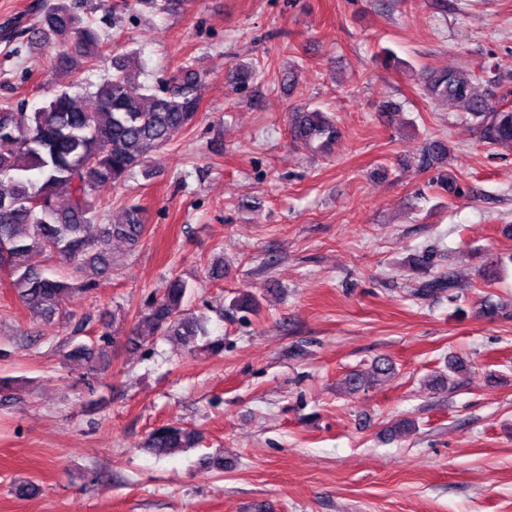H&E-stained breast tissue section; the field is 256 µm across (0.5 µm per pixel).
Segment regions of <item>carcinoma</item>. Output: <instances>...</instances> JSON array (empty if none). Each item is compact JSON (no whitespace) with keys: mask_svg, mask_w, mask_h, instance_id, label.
I'll return each instance as SVG.
<instances>
[{"mask_svg":"<svg viewBox=\"0 0 512 512\" xmlns=\"http://www.w3.org/2000/svg\"><path fill=\"white\" fill-rule=\"evenodd\" d=\"M82 0H55L40 6L32 22L4 32L3 38L16 43V51L40 48L56 42L70 48L57 55L52 70L79 74L92 69L102 57V41L80 14ZM132 53L112 59V72L91 84L88 94L95 100L86 109L64 86L53 84L44 102L26 110L0 107V268L7 270L10 288L18 300L44 319L53 318L64 301L76 291L100 285L112 272L107 253L114 237L134 245L144 229L140 207L129 205L98 223L97 193L115 187L139 172L149 176L144 153L149 146L163 148L190 126L200 108L198 95L202 80L194 65L186 63L161 84L139 83L131 66ZM255 69L234 64L225 74L228 82L244 87ZM422 93L433 101L458 103L493 146H512V107H504L491 95L475 91L476 76L446 68H428L418 74ZM289 127L294 141L327 150L339 136L334 120L307 104L289 108ZM449 147L443 139H432L417 159L422 171L436 170L429 186L458 197L464 192L459 179L443 170ZM66 195V206L58 205ZM55 260L67 268L57 272L49 266ZM453 276H436L422 283L420 292L452 291ZM191 291L186 281L174 278L163 293L141 315L128 342L142 339L143 329L161 336H179L194 350L219 355V342L195 344L201 332L199 319L187 313ZM68 359L85 361L90 370L105 357L102 347L77 342ZM394 373L393 363L378 358L369 375L351 373L343 379L345 389L355 393L374 386ZM199 434L178 425L158 427L145 443L151 453L167 455L193 448Z\"/></svg>","mask_w":512,"mask_h":512,"instance_id":"cac0c4a2","label":"carcinoma"}]
</instances>
